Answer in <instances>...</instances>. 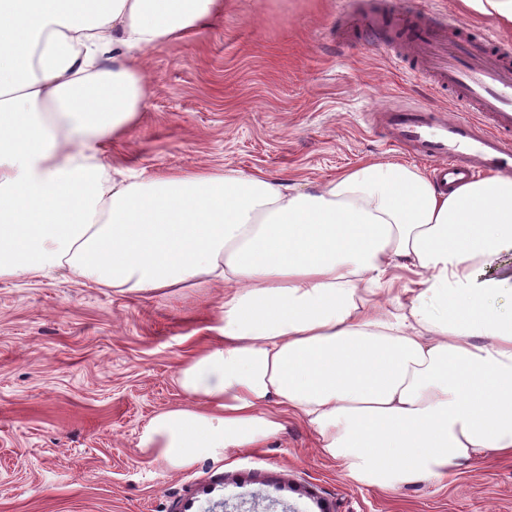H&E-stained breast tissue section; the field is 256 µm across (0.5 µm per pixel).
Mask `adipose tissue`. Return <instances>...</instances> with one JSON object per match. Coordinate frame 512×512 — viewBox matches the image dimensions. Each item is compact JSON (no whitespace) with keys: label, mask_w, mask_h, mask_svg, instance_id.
Masks as SVG:
<instances>
[{"label":"adipose tissue","mask_w":512,"mask_h":512,"mask_svg":"<svg viewBox=\"0 0 512 512\" xmlns=\"http://www.w3.org/2000/svg\"><path fill=\"white\" fill-rule=\"evenodd\" d=\"M223 0H0V277L128 293L224 288L184 405L139 452L180 471L300 416L379 487L512 455V178L445 194L392 162L312 189L234 170L115 179L101 144L139 121L147 49Z\"/></svg>","instance_id":"ef3b65f1"}]
</instances>
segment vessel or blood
Returning a JSON list of instances; mask_svg holds the SVG:
<instances>
[{"instance_id": "vessel-or-blood-1", "label": "vessel or blood", "mask_w": 512, "mask_h": 512, "mask_svg": "<svg viewBox=\"0 0 512 512\" xmlns=\"http://www.w3.org/2000/svg\"><path fill=\"white\" fill-rule=\"evenodd\" d=\"M399 53L428 49L433 83L448 87L466 105L465 114L442 117L424 107L379 113L375 125L390 142L416 156L437 162V183L459 187L479 172L512 175V52L495 36L485 38L481 58L467 41L453 47L432 45V25L402 22Z\"/></svg>"}]
</instances>
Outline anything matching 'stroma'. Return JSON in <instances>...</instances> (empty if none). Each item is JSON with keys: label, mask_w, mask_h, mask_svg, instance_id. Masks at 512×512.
<instances>
[{"label": "stroma", "mask_w": 512, "mask_h": 512, "mask_svg": "<svg viewBox=\"0 0 512 512\" xmlns=\"http://www.w3.org/2000/svg\"><path fill=\"white\" fill-rule=\"evenodd\" d=\"M391 11L435 21L446 43L490 33L512 45V27L462 0H231L197 33L145 52L139 122L103 160L127 174L232 169L299 186L369 160L431 174L368 126L395 103L455 108L362 24ZM223 298L211 285L162 296L0 279V512H512V458L384 489L349 476L288 413L263 446L187 470L143 456V427L183 402L174 373L206 346Z\"/></svg>", "instance_id": "35a3bbf8"}]
</instances>
